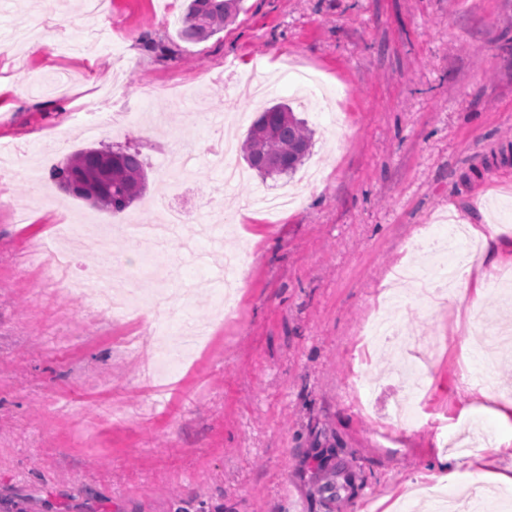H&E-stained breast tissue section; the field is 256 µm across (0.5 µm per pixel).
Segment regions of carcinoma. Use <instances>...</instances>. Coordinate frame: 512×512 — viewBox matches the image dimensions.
Masks as SVG:
<instances>
[{"mask_svg":"<svg viewBox=\"0 0 512 512\" xmlns=\"http://www.w3.org/2000/svg\"><path fill=\"white\" fill-rule=\"evenodd\" d=\"M241 0H188L180 36L200 43L224 29L240 10ZM312 132L292 107L279 102L263 110L251 125L243 143L248 167L263 178L289 175L310 155ZM52 177L66 192L88 199L85 188L93 182L92 203L103 210L122 212L145 186L144 163L137 153H117L106 161L101 150L86 147L54 168Z\"/></svg>","mask_w":512,"mask_h":512,"instance_id":"1","label":"carcinoma"}]
</instances>
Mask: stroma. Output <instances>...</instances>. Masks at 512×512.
<instances>
[{
  "label": "stroma",
  "mask_w": 512,
  "mask_h": 512,
  "mask_svg": "<svg viewBox=\"0 0 512 512\" xmlns=\"http://www.w3.org/2000/svg\"><path fill=\"white\" fill-rule=\"evenodd\" d=\"M184 0H112L105 15L71 9L66 28L20 0H0V146L21 160L0 190V512H406L456 454L460 476L512 467V340L503 295L464 288L446 307L415 282L395 289L405 335L440 338L415 426L388 420L405 395L391 344L354 342L392 269L430 268L414 247L442 235L441 216L486 222L512 243V0H242L222 32L179 38ZM59 36L40 52L10 45L14 28ZM112 114L147 106L158 131L116 123L92 131L82 103L113 80ZM285 101L313 132L299 201L251 219L275 192L237 160L228 185L198 156L185 181L167 176L170 133L208 142L205 115L239 122ZM139 152L148 186L115 215L63 191L45 151ZM167 199L198 211L164 256L188 319L223 323L196 365L148 392L144 351L173 348L153 311L132 322L90 316L87 299L43 269L46 225L114 226L101 258L86 238L73 276L99 272L135 287L146 248L129 224L159 218ZM27 203L17 220L14 201ZM363 382L367 413L352 405ZM491 434L477 455L454 442Z\"/></svg>",
  "instance_id": "35a3bbf8"
}]
</instances>
